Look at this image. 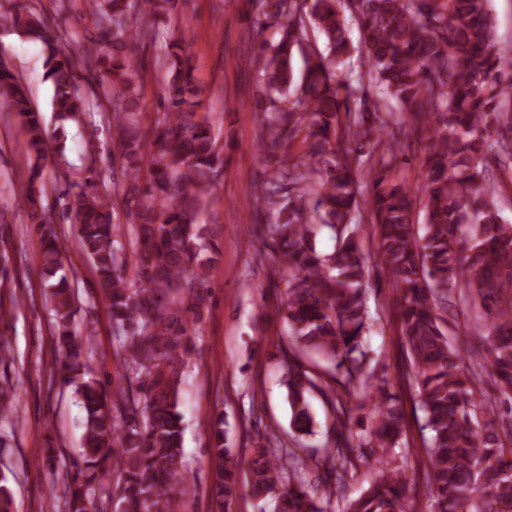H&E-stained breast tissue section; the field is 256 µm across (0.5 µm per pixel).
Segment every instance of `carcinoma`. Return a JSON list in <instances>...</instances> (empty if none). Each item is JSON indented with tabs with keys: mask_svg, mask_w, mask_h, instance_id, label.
I'll return each instance as SVG.
<instances>
[{
	"mask_svg": "<svg viewBox=\"0 0 512 512\" xmlns=\"http://www.w3.org/2000/svg\"><path fill=\"white\" fill-rule=\"evenodd\" d=\"M176 0H85L84 39L66 29L49 34L26 0H18L0 25L42 42L51 108L60 123L98 114L119 132L124 179L142 195L127 209L135 227L132 263L119 260L112 199L108 193L70 192L68 176L47 179V132L22 78L0 57V107L23 117L19 151L29 169L25 202L53 192L62 218L74 224L91 260L112 326L125 340L122 372L106 387L91 374V333L81 335L75 283L64 272L54 213L37 218L42 270L56 348L62 354L60 385L79 398L85 419L75 471L65 478V512H96V488L115 473L114 512H173L176 478L184 467L179 381L189 352V317L209 306L210 252L214 234L198 222L202 200L224 172V159L207 116L199 112L203 89L184 44L164 46L158 61L167 74L165 111L154 134L140 131L133 93L139 64L130 45L148 38L142 21L172 14ZM249 34L257 52L247 62L269 95L266 164L272 176L255 185L252 199L277 213L268 227L269 252L258 257L288 269L284 309L289 346L283 370L294 433L314 432L308 396L327 394L334 423L345 427L353 409L369 408L372 426L359 443L341 436L306 462L274 433L253 449L249 478L254 498L275 501V512H330L346 475L358 463L371 471L367 487L345 502L344 512H419L392 456L404 432L398 397L375 384L368 371L370 329L363 285L368 257L358 239L363 220L373 228L375 260L398 291V333L408 355V381L425 413V478L434 512H512V428L508 439L488 415L512 402V224L494 203L487 176L492 155L512 160V62L495 48L488 0H258ZM355 18L364 67L355 82L338 68L350 57L348 17ZM318 30L326 52H310L306 76L295 84L294 51ZM86 81L89 90L80 91ZM402 107L382 110L373 93ZM411 128L424 134L422 179L426 199L421 228L412 223L413 196L390 172ZM301 140L295 162L278 154ZM366 166L365 181L352 167ZM331 230L335 247L319 253L313 238ZM463 293L478 313L472 335L485 354L467 363L450 343L443 313ZM190 300L185 304L184 300ZM313 352L334 366L343 393H328L320 374L302 369L297 353ZM361 392L362 400L348 405ZM213 512H228L238 493V463L224 443L223 417L211 422ZM336 473V485L318 490L310 476ZM0 512H13L9 478L0 471Z\"/></svg>",
	"mask_w": 512,
	"mask_h": 512,
	"instance_id": "cac0c4a2",
	"label": "carcinoma"
}]
</instances>
